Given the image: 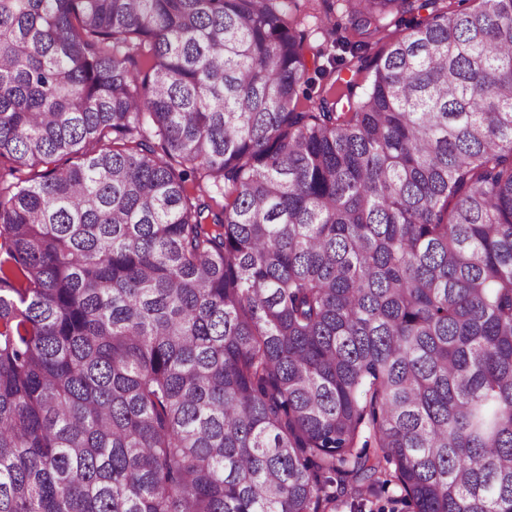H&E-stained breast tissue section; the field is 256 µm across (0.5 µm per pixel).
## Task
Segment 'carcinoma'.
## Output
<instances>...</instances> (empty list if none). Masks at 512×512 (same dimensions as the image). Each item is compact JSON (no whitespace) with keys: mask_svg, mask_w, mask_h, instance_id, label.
I'll use <instances>...</instances> for the list:
<instances>
[{"mask_svg":"<svg viewBox=\"0 0 512 512\" xmlns=\"http://www.w3.org/2000/svg\"><path fill=\"white\" fill-rule=\"evenodd\" d=\"M350 2L0 0V512H512V0ZM400 16L397 15H387L381 20V25L384 28V31L381 36H385V39L378 42L377 44L373 43L369 46V48L364 52L373 57L376 53L380 52L386 47V44L392 39L396 37L403 36L406 33V22H401Z\"/></svg>","mask_w":512,"mask_h":512,"instance_id":"1","label":"carcinoma"}]
</instances>
